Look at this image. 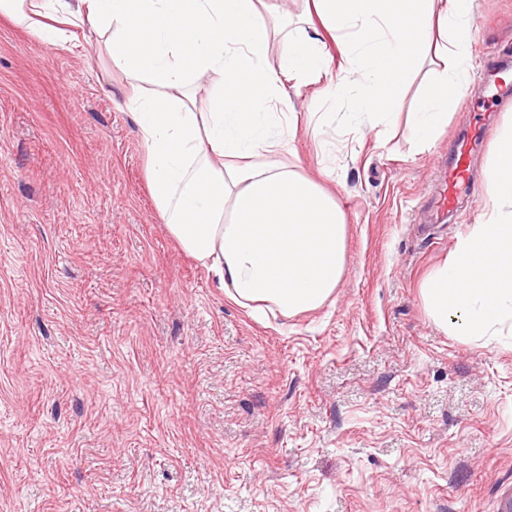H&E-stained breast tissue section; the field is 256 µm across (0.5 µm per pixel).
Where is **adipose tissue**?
<instances>
[{"instance_id":"1","label":"adipose tissue","mask_w":512,"mask_h":512,"mask_svg":"<svg viewBox=\"0 0 512 512\" xmlns=\"http://www.w3.org/2000/svg\"><path fill=\"white\" fill-rule=\"evenodd\" d=\"M474 0H312L340 65L302 27L276 63L279 0H0V15L56 46L78 27L103 49L135 110L155 209L183 251L237 305L284 316L320 307L345 268L346 222L332 197L281 160L293 120L277 106L289 81L327 78L350 120L392 115L434 34L442 68L422 89L410 131L434 140L467 82ZM212 81L206 108L189 96Z\"/></svg>"}]
</instances>
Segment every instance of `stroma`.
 <instances>
[{
	"label": "stroma",
	"instance_id": "35a3bbf8",
	"mask_svg": "<svg viewBox=\"0 0 512 512\" xmlns=\"http://www.w3.org/2000/svg\"><path fill=\"white\" fill-rule=\"evenodd\" d=\"M466 92L512 58V0H476ZM320 124L289 89L284 160L329 191L346 267L319 308L253 319L156 212L132 107L80 46L0 17V512H499L512 489V340L464 341L423 282L480 223L512 94L475 147L473 196L427 223L468 129Z\"/></svg>",
	"mask_w": 512,
	"mask_h": 512
}]
</instances>
